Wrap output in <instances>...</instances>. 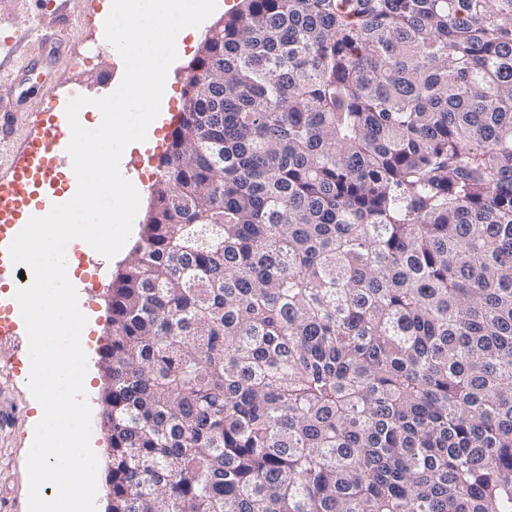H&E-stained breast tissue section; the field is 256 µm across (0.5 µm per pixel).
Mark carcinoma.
Returning <instances> with one entry per match:
<instances>
[{
    "label": "carcinoma",
    "mask_w": 512,
    "mask_h": 512,
    "mask_svg": "<svg viewBox=\"0 0 512 512\" xmlns=\"http://www.w3.org/2000/svg\"><path fill=\"white\" fill-rule=\"evenodd\" d=\"M100 357L106 512H512V0H238Z\"/></svg>",
    "instance_id": "cac0c4a2"
}]
</instances>
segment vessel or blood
Instances as JSON below:
<instances>
[{"mask_svg": "<svg viewBox=\"0 0 512 512\" xmlns=\"http://www.w3.org/2000/svg\"><path fill=\"white\" fill-rule=\"evenodd\" d=\"M80 94V89L70 88L56 99L54 111L37 113L38 135L17 149L10 179L0 180V271L11 267L7 249L29 219L46 215L58 198L77 187L75 173L59 169L71 139V130L59 114L69 99ZM16 336L14 305L0 297V342Z\"/></svg>", "mask_w": 512, "mask_h": 512, "instance_id": "vessel-or-blood-1", "label": "vessel or blood"}]
</instances>
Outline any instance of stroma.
Here are the masks:
<instances>
[{
	"label": "stroma",
	"mask_w": 512,
	"mask_h": 512,
	"mask_svg": "<svg viewBox=\"0 0 512 512\" xmlns=\"http://www.w3.org/2000/svg\"><path fill=\"white\" fill-rule=\"evenodd\" d=\"M57 2L0 0V39L10 36L17 40L14 52L0 64V90L11 91L10 96L0 99V110L13 115L10 127L0 136V177L9 176L14 150L38 131L28 117L30 110L56 98L63 88L79 86L94 95L105 90L107 81L122 80L124 75L122 58L111 51L100 60L84 65L79 62L98 37L96 20L105 0H69L62 12ZM44 28L56 31L66 53L48 56L37 37ZM75 257L83 263L77 276V294L83 307L94 313L97 325L90 333L96 351L87 357L86 391L92 410V435L103 457L108 444L100 424L103 372L97 350L111 338L107 323L110 288L125 261L83 250L76 251ZM26 348L22 335L0 345V411L10 416L8 424L0 428V505L7 512H28L27 434L33 409L25 384L15 382L12 371L14 363L23 360Z\"/></svg>",
	"instance_id": "35a3bbf8"
}]
</instances>
